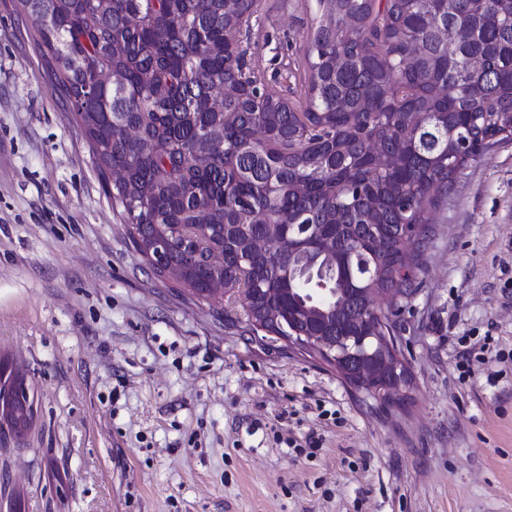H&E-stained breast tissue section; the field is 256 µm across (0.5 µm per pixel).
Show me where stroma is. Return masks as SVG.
<instances>
[{"mask_svg": "<svg viewBox=\"0 0 512 512\" xmlns=\"http://www.w3.org/2000/svg\"><path fill=\"white\" fill-rule=\"evenodd\" d=\"M314 0H261L244 69L305 91ZM385 408L222 298L157 279L18 0H0V358L31 431L0 443L25 512H512V141L431 213Z\"/></svg>", "mask_w": 512, "mask_h": 512, "instance_id": "1", "label": "stroma"}]
</instances>
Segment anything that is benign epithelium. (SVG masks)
I'll return each mask as SVG.
<instances>
[{"mask_svg": "<svg viewBox=\"0 0 512 512\" xmlns=\"http://www.w3.org/2000/svg\"><path fill=\"white\" fill-rule=\"evenodd\" d=\"M279 328L281 334L276 339L318 352L341 377H351L354 387L373 399L385 401L387 390L402 397L409 395L413 381L396 334L382 336L378 326L363 336H301L291 322Z\"/></svg>", "mask_w": 512, "mask_h": 512, "instance_id": "obj_1", "label": "benign epithelium"}]
</instances>
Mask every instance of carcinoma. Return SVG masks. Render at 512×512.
<instances>
[{"label": "carcinoma", "instance_id": "obj_1", "mask_svg": "<svg viewBox=\"0 0 512 512\" xmlns=\"http://www.w3.org/2000/svg\"><path fill=\"white\" fill-rule=\"evenodd\" d=\"M19 2L103 180L123 172L106 190L134 248L147 258L167 237L176 263L185 241L203 258L223 251L224 269L201 261L177 284L206 302L208 281L224 278L254 333L276 326L258 318L257 300L240 302L243 291L278 288L291 299L283 312L298 313L311 272L340 290L336 335L359 333L373 311L395 329L398 308L371 306L357 289L414 294L417 276L402 270L420 269L430 212L471 158L512 141V0H315L299 107L261 89L236 93L256 82L241 69L235 34L250 27L258 0ZM444 28L467 34L446 40ZM114 69L123 81L110 80ZM219 89L228 93L218 98ZM215 126L220 143L206 137ZM144 138L152 151L141 150ZM204 151L211 164L201 168ZM379 155L397 162L379 167ZM226 224L275 250L238 261ZM320 238L333 242L325 254ZM14 385L1 359L0 396ZM33 417V400L15 399L0 433L21 436Z\"/></svg>", "mask_w": 512, "mask_h": 512}]
</instances>
